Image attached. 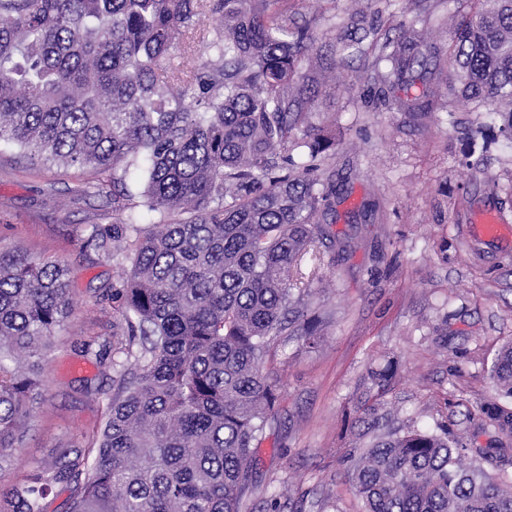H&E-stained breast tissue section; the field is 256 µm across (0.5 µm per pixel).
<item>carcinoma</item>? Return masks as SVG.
I'll use <instances>...</instances> for the list:
<instances>
[{
    "instance_id": "carcinoma-1",
    "label": "carcinoma",
    "mask_w": 512,
    "mask_h": 512,
    "mask_svg": "<svg viewBox=\"0 0 512 512\" xmlns=\"http://www.w3.org/2000/svg\"><path fill=\"white\" fill-rule=\"evenodd\" d=\"M470 2L448 42L449 84L494 102L512 141V0ZM355 17L356 44L386 71L384 104L431 111V88L409 90L439 77V48L413 25L383 40ZM194 42L208 58L186 73L170 59ZM317 42L288 0H0V143L106 175L92 194L112 187L119 217L87 225L85 244L128 260L112 301L139 345L117 348L125 360L88 453L39 466L0 512H44L57 485L68 512H240L278 401L267 349L290 315L315 345L304 297L325 256L351 246L329 230L336 183L317 174L336 134L308 121ZM68 314L60 263L0 252L4 463L45 402L44 353ZM492 372L512 398V343ZM382 419L374 405L360 417L370 432ZM489 427L494 448L410 426L378 436L346 468L363 512H512V485L485 468L512 462V409L483 410L477 429Z\"/></svg>"
}]
</instances>
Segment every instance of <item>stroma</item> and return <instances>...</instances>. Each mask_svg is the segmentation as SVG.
I'll return each instance as SVG.
<instances>
[{
  "instance_id": "35a3bbf8",
  "label": "stroma",
  "mask_w": 512,
  "mask_h": 512,
  "mask_svg": "<svg viewBox=\"0 0 512 512\" xmlns=\"http://www.w3.org/2000/svg\"><path fill=\"white\" fill-rule=\"evenodd\" d=\"M354 7L353 0L288 3L294 22L320 37L310 121L336 124L321 171L336 177L335 229L351 235L354 247L325 262L312 283L317 345L296 335L270 345L264 370L277 382L278 403L241 512H270L274 502L279 512H362L344 473L350 454L371 442L359 422L363 404L419 429L447 427L484 448L494 434L475 431L482 407L512 409L492 376L499 348L512 341V237L484 236L473 223L485 212L512 225V144L487 107L445 91L435 111H389L377 98L371 57L326 52L343 37ZM364 7L370 17L417 24L443 45L469 2L365 0ZM96 180L92 169L33 161L19 147L0 146V249L61 261L73 304L45 357L48 403L0 469V494L62 451L86 447L103 422L116 370L79 356L75 344L120 327L112 286L127 261L84 244L85 225L116 218L110 200L86 195ZM373 199L380 212L349 223ZM392 360L396 375L378 391L371 373Z\"/></svg>"
}]
</instances>
